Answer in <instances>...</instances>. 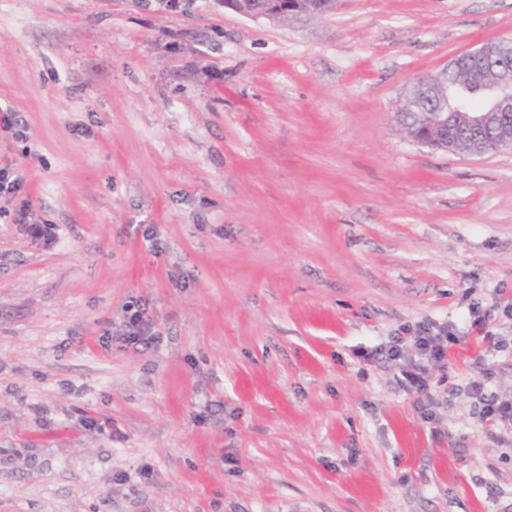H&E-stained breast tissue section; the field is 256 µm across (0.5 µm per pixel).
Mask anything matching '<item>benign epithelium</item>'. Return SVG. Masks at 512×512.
Masks as SVG:
<instances>
[{"label": "benign epithelium", "instance_id": "1", "mask_svg": "<svg viewBox=\"0 0 512 512\" xmlns=\"http://www.w3.org/2000/svg\"><path fill=\"white\" fill-rule=\"evenodd\" d=\"M224 6L244 17L271 22L282 17L277 0H264L259 12L239 9L237 0H224ZM413 100L439 104L454 102L452 112L457 122L473 130L498 128L500 139L495 149L512 147V43H486L458 55L447 69L413 84ZM448 118L438 114L433 122L415 132L413 141L435 150L459 152L458 146L448 141L444 130Z\"/></svg>", "mask_w": 512, "mask_h": 512}]
</instances>
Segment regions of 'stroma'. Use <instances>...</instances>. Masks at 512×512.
<instances>
[{"label": "stroma", "instance_id": "35a3bbf8", "mask_svg": "<svg viewBox=\"0 0 512 512\" xmlns=\"http://www.w3.org/2000/svg\"><path fill=\"white\" fill-rule=\"evenodd\" d=\"M512 41V0H0V512H512L453 346L432 421L364 359L512 294V149L434 151L415 78ZM56 240L32 242L16 222ZM153 228L160 244L144 241ZM158 347L106 351L125 303ZM100 419L101 429L84 425ZM265 5L260 12H246L238 7L237 0H224V6L233 9L244 17L251 19H265L271 22L278 21L282 17L281 0H263ZM434 118L431 125H425L421 130L415 132L423 124L430 122L431 112H423L411 104L404 105L396 114V122L406 130L407 135L410 137L414 132L413 141L424 147L435 150H444L450 152H459L460 149L454 142L448 141L443 131L447 129L455 140L471 139L472 135L467 133L465 129L460 126H452L448 129V115L443 116L442 112Z\"/></svg>", "mask_w": 512, "mask_h": 512}]
</instances>
